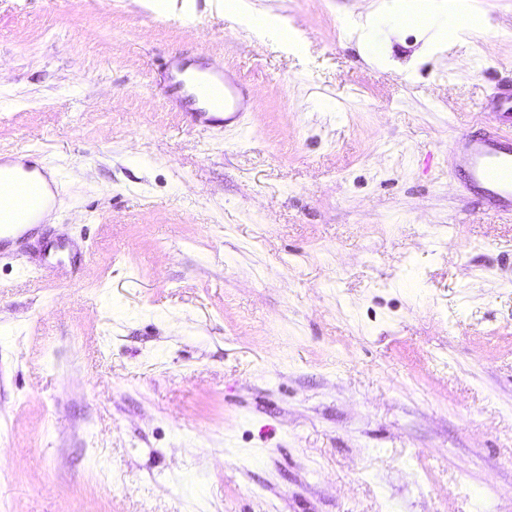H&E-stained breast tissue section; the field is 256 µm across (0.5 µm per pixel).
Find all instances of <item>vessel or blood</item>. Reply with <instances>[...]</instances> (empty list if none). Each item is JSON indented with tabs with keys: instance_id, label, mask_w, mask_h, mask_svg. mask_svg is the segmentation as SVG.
<instances>
[{
	"instance_id": "b4317fda",
	"label": "vessel or blood",
	"mask_w": 512,
	"mask_h": 512,
	"mask_svg": "<svg viewBox=\"0 0 512 512\" xmlns=\"http://www.w3.org/2000/svg\"><path fill=\"white\" fill-rule=\"evenodd\" d=\"M167 94L175 103L190 106L198 125L207 128L239 119L249 98L240 80L224 69L200 67L181 58L167 64ZM489 106L500 126L459 136L452 147L453 161L468 190L481 196L497 215L512 217V146L506 133L512 128V86L500 87ZM54 201L53 185L39 179L31 161H24L16 172L0 171V235H8L14 244L12 258H26L31 227ZM72 248L61 238L47 242L36 257L38 267L58 283L67 282L68 270L60 255Z\"/></svg>"
}]
</instances>
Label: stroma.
Returning a JSON list of instances; mask_svg holds the SVG:
<instances>
[{
	"mask_svg": "<svg viewBox=\"0 0 512 512\" xmlns=\"http://www.w3.org/2000/svg\"><path fill=\"white\" fill-rule=\"evenodd\" d=\"M0 0V158L53 168L66 285L0 260V512H512V220L449 148L512 80L378 0ZM377 63L365 59V40ZM234 70L202 128L161 64Z\"/></svg>",
	"mask_w": 512,
	"mask_h": 512,
	"instance_id": "35a3bbf8",
	"label": "stroma"
}]
</instances>
